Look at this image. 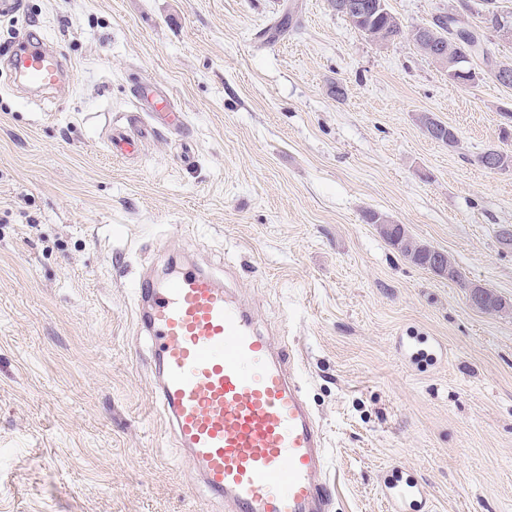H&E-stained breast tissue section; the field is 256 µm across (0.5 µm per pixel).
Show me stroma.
I'll return each instance as SVG.
<instances>
[{"label": "stroma", "instance_id": "stroma-1", "mask_svg": "<svg viewBox=\"0 0 512 512\" xmlns=\"http://www.w3.org/2000/svg\"><path fill=\"white\" fill-rule=\"evenodd\" d=\"M379 47L329 0H22L0 47L42 33L72 69L26 98L0 74V512H228L153 403L133 285L211 273L274 346L325 434L331 512H387L384 481L432 512H512V89L468 86L410 32L458 12L493 56L483 0H387ZM344 87L337 99L336 87ZM181 128L138 134L134 93ZM452 126L455 146L418 118ZM384 214L447 254L458 284L401 256ZM504 308L469 302L468 283ZM386 497L390 512H406L405 505L408 501L419 503L421 509H423L429 501L427 489L415 481H406L402 484L396 482L390 485Z\"/></svg>", "mask_w": 512, "mask_h": 512}]
</instances>
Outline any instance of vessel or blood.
<instances>
[{
    "instance_id": "vessel-or-blood-1",
    "label": "vessel or blood",
    "mask_w": 512,
    "mask_h": 512,
    "mask_svg": "<svg viewBox=\"0 0 512 512\" xmlns=\"http://www.w3.org/2000/svg\"><path fill=\"white\" fill-rule=\"evenodd\" d=\"M13 82L42 90L65 75L58 50L26 36L9 61ZM136 320L162 378L154 402L206 489L232 512H327L325 438L292 374L287 347H273L251 315L211 275L191 269L163 283L140 281ZM390 512L427 505L415 481L392 484Z\"/></svg>"
}]
</instances>
